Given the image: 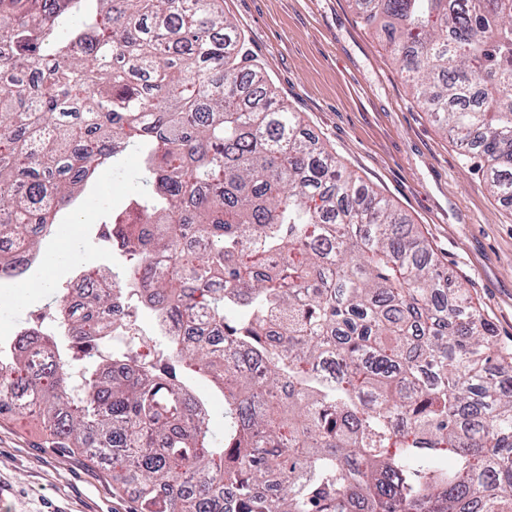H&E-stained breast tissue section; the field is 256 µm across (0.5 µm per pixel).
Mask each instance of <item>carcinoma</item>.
<instances>
[{
	"label": "carcinoma",
	"instance_id": "1",
	"mask_svg": "<svg viewBox=\"0 0 512 512\" xmlns=\"http://www.w3.org/2000/svg\"><path fill=\"white\" fill-rule=\"evenodd\" d=\"M350 2L512 203V0ZM133 150L145 190L100 238L174 330L166 361L97 355L112 293L58 300L89 394L27 327L0 400L139 512H512V349L277 99L223 0H0V281ZM185 371L223 393L224 441Z\"/></svg>",
	"mask_w": 512,
	"mask_h": 512
}]
</instances>
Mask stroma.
<instances>
[{
	"instance_id": "35a3bbf8",
	"label": "stroma",
	"mask_w": 512,
	"mask_h": 512,
	"mask_svg": "<svg viewBox=\"0 0 512 512\" xmlns=\"http://www.w3.org/2000/svg\"><path fill=\"white\" fill-rule=\"evenodd\" d=\"M224 14L264 66L278 99L307 132L406 215L450 280L467 288L512 346V206L492 197L464 168L458 146L419 108L391 47L352 10L349 0H224ZM140 159L127 153L120 171L104 168L78 202L81 221L61 214L78 253L74 264L34 265L30 289L14 303L16 282L0 283V343L21 327L54 332L58 288L79 269L120 273L125 260L97 245L104 222L139 190ZM0 512H135L134 487L112 484L109 466L65 454L35 414L0 412Z\"/></svg>"
}]
</instances>
